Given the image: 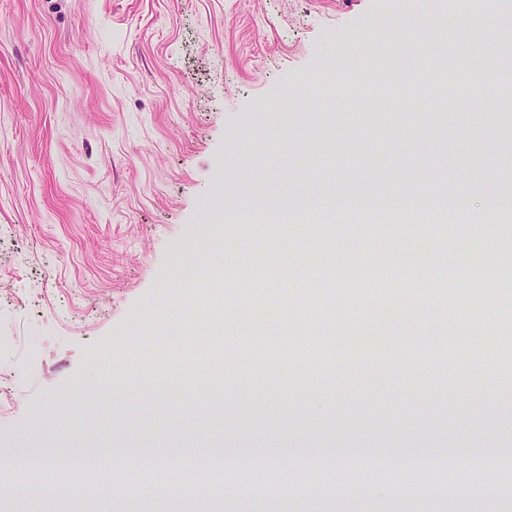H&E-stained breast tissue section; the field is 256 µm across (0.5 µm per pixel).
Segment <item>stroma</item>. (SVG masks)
Returning <instances> with one entry per match:
<instances>
[{
	"label": "stroma",
	"mask_w": 512,
	"mask_h": 512,
	"mask_svg": "<svg viewBox=\"0 0 512 512\" xmlns=\"http://www.w3.org/2000/svg\"><path fill=\"white\" fill-rule=\"evenodd\" d=\"M438 0H0V500L46 512L17 494L19 460L111 439L172 448L192 434L229 448L439 447L454 467L414 471L392 495L323 485L308 458L279 491L166 504L76 495L62 512H512V495L463 481L467 450L512 448V425L485 430L481 410L504 405L490 355L512 347L497 296L462 277L467 251L500 261L512 239L500 155L512 129L490 125L485 95L461 120L430 92L372 100L369 82L401 70L395 27ZM480 156L478 164L461 162ZM495 220L454 217L413 236L359 199L447 198ZM278 196L287 213L270 210ZM337 207L327 210L326 197ZM217 270L198 287L171 274L173 252ZM423 250L419 293L347 302L362 280L399 279ZM264 269L251 289L261 324L289 321L331 356L308 374L271 360L242 330L238 262ZM292 275L280 279V268ZM447 278L457 339L423 300ZM224 323V342L204 333ZM387 329L376 347L342 333ZM219 368L199 378L196 355Z\"/></svg>",
	"instance_id": "1"
}]
</instances>
